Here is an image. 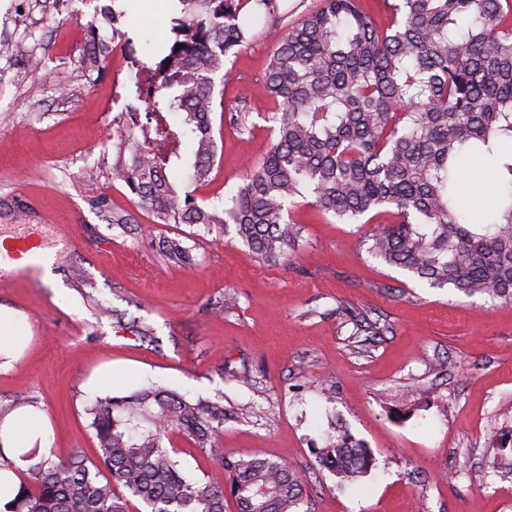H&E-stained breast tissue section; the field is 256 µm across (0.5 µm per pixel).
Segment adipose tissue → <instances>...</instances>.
Here are the masks:
<instances>
[{
	"instance_id": "1",
	"label": "adipose tissue",
	"mask_w": 512,
	"mask_h": 512,
	"mask_svg": "<svg viewBox=\"0 0 512 512\" xmlns=\"http://www.w3.org/2000/svg\"><path fill=\"white\" fill-rule=\"evenodd\" d=\"M48 430L45 413L31 408L16 410L0 423V446L10 449L14 463L13 470L0 471V510L19 487L18 472L31 465L30 460L24 459V452L44 441Z\"/></svg>"
}]
</instances>
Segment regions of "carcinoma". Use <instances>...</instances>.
<instances>
[{
	"label": "carcinoma",
	"instance_id": "1",
	"mask_svg": "<svg viewBox=\"0 0 512 512\" xmlns=\"http://www.w3.org/2000/svg\"><path fill=\"white\" fill-rule=\"evenodd\" d=\"M251 2L279 18L278 0H180L169 52L132 58L134 98L145 109L112 118V180L157 224L234 225L256 262L288 259L301 231L289 219L293 206L350 224L386 213L392 221L366 237L371 256L431 288L511 302L512 0H383L386 26L366 0H318L296 22L270 25L269 148L223 205H200L167 172L187 168L199 184L214 170L216 82H224L233 50L249 42L240 13ZM229 112L239 132H251L247 97ZM187 138L195 146L189 161ZM467 158L489 162L499 187L488 223L459 208ZM162 250L175 263L190 260L179 240H165ZM84 412L94 457L41 456L11 512H130L133 498L149 512H226L229 496L237 512H298L303 504L301 472L218 446L227 421L222 392L191 398L147 385L97 395ZM173 432L224 468L229 484L187 477L178 451L164 444ZM318 454L343 485L371 466L367 448L348 436Z\"/></svg>",
	"mask_w": 512,
	"mask_h": 512
}]
</instances>
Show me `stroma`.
Returning a JSON list of instances; mask_svg holds the SVG:
<instances>
[{"label": "stroma", "mask_w": 512, "mask_h": 512, "mask_svg": "<svg viewBox=\"0 0 512 512\" xmlns=\"http://www.w3.org/2000/svg\"><path fill=\"white\" fill-rule=\"evenodd\" d=\"M179 0H0V238L33 234L55 252L51 281L0 288L32 334L24 355L0 369V406L23 395L50 422L48 451L94 456L84 385L104 365L128 369L124 394L144 385L192 396L223 392L231 420L225 452L257 454L307 477L306 512H512V303L431 288L373 258L362 240L389 223L344 224L300 206L301 238L287 263L249 262L234 231L215 225L157 224L112 176V119L132 104L129 73L81 63L82 44L58 58L57 34L98 19L97 38L114 54L159 56L171 40ZM115 14L116 25L101 22ZM254 40L227 61L225 107L251 100L252 134L212 115L218 162L196 188L198 204L223 203L247 165L268 147L264 115L273 49L265 17L244 11ZM486 162H469L460 206L482 221L494 208ZM131 222L113 223V214ZM74 225L76 244L56 227ZM191 260L169 262L168 238ZM234 294L235 306L217 301ZM109 306L142 319L155 342L101 314ZM368 312L383 333L356 334L350 311ZM247 383H240V376ZM369 448L370 470L351 485L318 463L328 437ZM186 474L222 486L223 469L175 434Z\"/></svg>", "instance_id": "1"}]
</instances>
